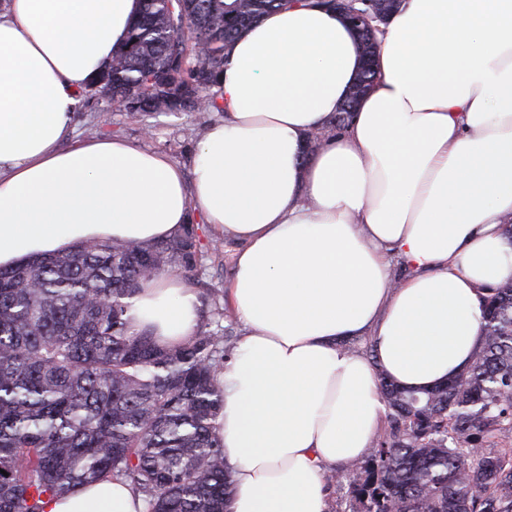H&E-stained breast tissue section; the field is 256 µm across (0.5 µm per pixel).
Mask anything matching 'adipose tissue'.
<instances>
[{"instance_id":"1","label":"adipose tissue","mask_w":512,"mask_h":512,"mask_svg":"<svg viewBox=\"0 0 512 512\" xmlns=\"http://www.w3.org/2000/svg\"><path fill=\"white\" fill-rule=\"evenodd\" d=\"M139 0H0V267L89 239L157 241L201 218L237 244L242 338L221 374L227 512H328V471L368 455L377 370L429 389L467 370L484 289L512 280V0H403L378 76L310 158L361 66L335 13L307 0L226 50L223 120L191 175L110 136L72 141L85 91ZM408 274L393 277V262ZM189 281L144 285L129 315L162 344L197 331ZM370 340L374 357L346 341ZM47 512H144L124 484Z\"/></svg>"}]
</instances>
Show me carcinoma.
<instances>
[{"instance_id": "1", "label": "carcinoma", "mask_w": 512, "mask_h": 512, "mask_svg": "<svg viewBox=\"0 0 512 512\" xmlns=\"http://www.w3.org/2000/svg\"><path fill=\"white\" fill-rule=\"evenodd\" d=\"M291 0H139L97 92L135 115L220 112L226 47ZM401 0H353L392 16ZM378 29L356 32L364 66L307 153L345 129L374 80ZM197 227L156 242L90 240L0 267V512L120 481L145 512H224L231 473L216 435L220 376L236 348L214 292L198 330L164 345L134 328L131 300L174 273L196 277ZM472 368L420 392L380 371L387 428L353 464L349 512H512V281L490 289Z\"/></svg>"}]
</instances>
